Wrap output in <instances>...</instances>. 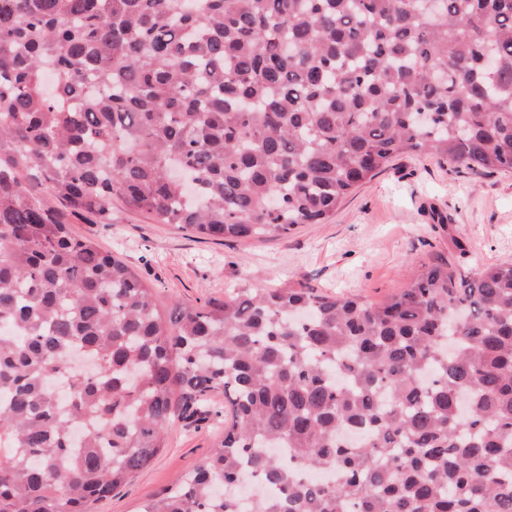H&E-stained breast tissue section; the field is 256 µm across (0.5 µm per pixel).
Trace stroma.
Wrapping results in <instances>:
<instances>
[{"instance_id":"1","label":"stroma","mask_w":512,"mask_h":512,"mask_svg":"<svg viewBox=\"0 0 512 512\" xmlns=\"http://www.w3.org/2000/svg\"><path fill=\"white\" fill-rule=\"evenodd\" d=\"M70 227L155 288L164 314L175 303L221 301L256 282L351 293L378 304L437 261L472 274L512 263V171L457 170L433 156L403 155L347 196L329 223L265 239L206 240L118 200L111 223L74 218ZM223 436L214 416L175 421L163 452L96 512H141L175 489Z\"/></svg>"}]
</instances>
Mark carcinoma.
Segmentation results:
<instances>
[{
  "label": "carcinoma",
  "mask_w": 512,
  "mask_h": 512,
  "mask_svg": "<svg viewBox=\"0 0 512 512\" xmlns=\"http://www.w3.org/2000/svg\"><path fill=\"white\" fill-rule=\"evenodd\" d=\"M404 153L512 170V0H0V512H93L211 414L144 512H512V264L165 316L69 230L285 236ZM223 436L224 423L213 414L196 424L176 419L166 431L168 448L110 498L99 502L95 512H141L146 503L175 489L183 476L219 446Z\"/></svg>",
  "instance_id": "carcinoma-1"
}]
</instances>
